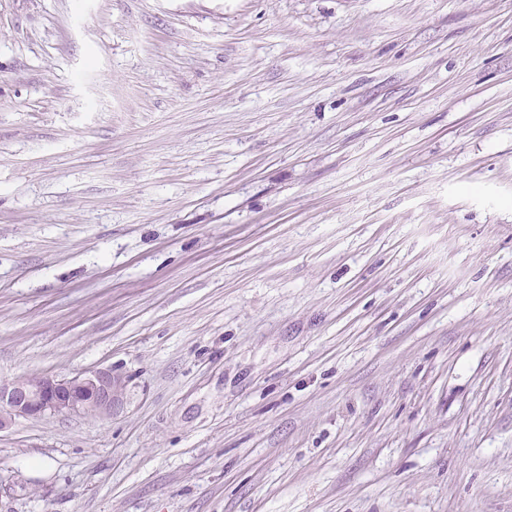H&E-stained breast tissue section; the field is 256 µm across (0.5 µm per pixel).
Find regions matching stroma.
<instances>
[{
  "label": "stroma",
  "mask_w": 512,
  "mask_h": 512,
  "mask_svg": "<svg viewBox=\"0 0 512 512\" xmlns=\"http://www.w3.org/2000/svg\"><path fill=\"white\" fill-rule=\"evenodd\" d=\"M0 512H512V0H0ZM127 379L112 368L71 376L33 374L0 384V431L15 417H106L123 405Z\"/></svg>",
  "instance_id": "35a3bbf8"
}]
</instances>
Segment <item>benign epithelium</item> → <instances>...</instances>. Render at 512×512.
Returning <instances> with one entry per match:
<instances>
[{
  "instance_id": "7a95c632",
  "label": "benign epithelium",
  "mask_w": 512,
  "mask_h": 512,
  "mask_svg": "<svg viewBox=\"0 0 512 512\" xmlns=\"http://www.w3.org/2000/svg\"><path fill=\"white\" fill-rule=\"evenodd\" d=\"M127 379L110 368L71 376L33 374L0 384V430L17 417H106L123 405Z\"/></svg>"
}]
</instances>
